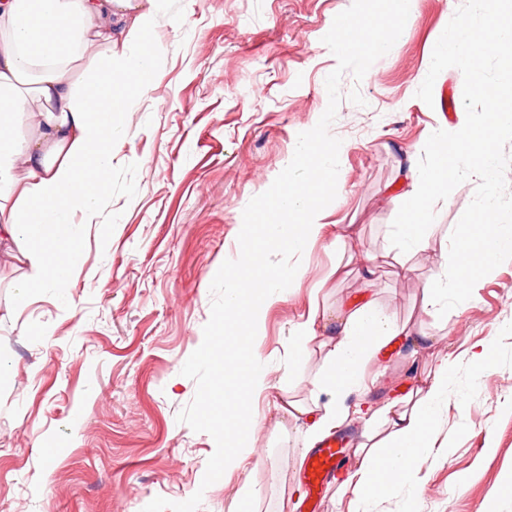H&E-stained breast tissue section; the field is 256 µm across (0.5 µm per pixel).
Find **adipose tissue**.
<instances>
[{"label": "adipose tissue", "mask_w": 512, "mask_h": 512, "mask_svg": "<svg viewBox=\"0 0 512 512\" xmlns=\"http://www.w3.org/2000/svg\"><path fill=\"white\" fill-rule=\"evenodd\" d=\"M159 7L160 0H0V243L13 242L14 260L28 264L27 288L46 283L65 292L79 240L72 211H94L112 171V136L130 105L122 78L133 75L148 89L159 48L109 54L77 85L69 66L89 46L112 44L113 20L143 32ZM34 99L38 131L18 139L14 128ZM336 321L312 405L286 401L278 407L286 416H307L311 445L345 421L351 394L370 390L366 363L389 341L412 334L372 300L347 305ZM323 394L329 401L322 405ZM447 397L442 370L410 407L394 412L384 448L359 446L360 463L343 482L358 505L409 480L436 446L439 405Z\"/></svg>", "instance_id": "1"}]
</instances>
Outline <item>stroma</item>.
Instances as JSON below:
<instances>
[{
	"label": "stroma",
	"instance_id": "stroma-1",
	"mask_svg": "<svg viewBox=\"0 0 512 512\" xmlns=\"http://www.w3.org/2000/svg\"><path fill=\"white\" fill-rule=\"evenodd\" d=\"M352 0H164L147 38L159 46L151 87L125 88L131 107L112 138V174L94 213L74 210L78 249L66 293H25L24 270L0 261V512H142L153 498L195 492L197 512H300L307 497L305 418L280 417L281 401H306L326 367V349L295 355L289 333L311 306L325 317L372 300L416 331L409 348L391 343L365 370L375 383L363 408L405 404L448 364V407L436 452L411 483L372 499L367 512H512V260L482 278L472 297L439 317L422 305L425 284L449 254L450 235L477 178L435 207L428 245L387 259L373 282L359 270L390 250V227L431 128H455L464 111L461 71L444 70L433 102L415 93L438 36L463 0H417L392 49L362 81L344 75L330 126L341 139L337 197L323 211L331 230L310 245L282 301L260 328L269 387L253 409L254 447L209 487L201 481L213 438L178 422L195 396L182 375L210 318L211 282L238 258L248 202L291 161L299 133L328 103L325 79L337 59L323 43ZM350 225L344 257L334 226ZM343 274H332L336 260ZM408 276H401V266ZM318 320L319 335L336 333ZM487 346V370L471 361ZM384 423L352 417L335 430L341 463L319 512H353L340 486L360 458L365 431ZM251 484L255 497L242 503Z\"/></svg>",
	"mask_w": 512,
	"mask_h": 512
}]
</instances>
